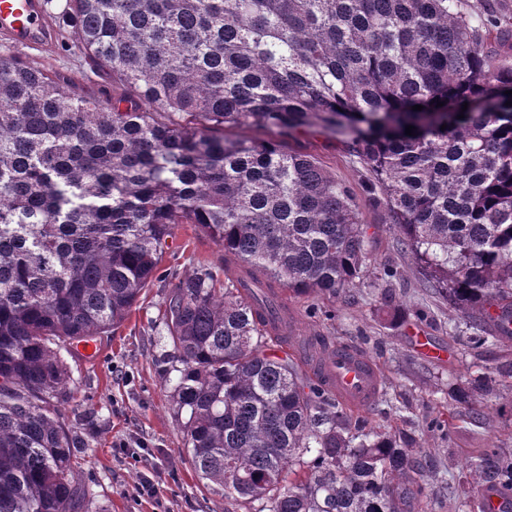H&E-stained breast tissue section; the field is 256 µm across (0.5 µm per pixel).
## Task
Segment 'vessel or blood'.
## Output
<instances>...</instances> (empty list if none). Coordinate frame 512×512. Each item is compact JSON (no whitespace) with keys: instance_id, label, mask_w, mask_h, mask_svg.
I'll use <instances>...</instances> for the list:
<instances>
[{"instance_id":"obj_1","label":"vessel or blood","mask_w":512,"mask_h":512,"mask_svg":"<svg viewBox=\"0 0 512 512\" xmlns=\"http://www.w3.org/2000/svg\"><path fill=\"white\" fill-rule=\"evenodd\" d=\"M0 35L18 46L48 45L56 39L42 0H0ZM315 370L325 387L347 408H367L379 394L378 366L352 347L341 344L318 347Z\"/></svg>"}]
</instances>
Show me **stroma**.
Listing matches in <instances>:
<instances>
[{"label": "stroma", "mask_w": 512, "mask_h": 512, "mask_svg": "<svg viewBox=\"0 0 512 512\" xmlns=\"http://www.w3.org/2000/svg\"><path fill=\"white\" fill-rule=\"evenodd\" d=\"M48 19L58 33L53 45L19 50L0 37V55L17 53L33 66L87 82L91 74L69 27L56 13ZM280 142L286 150L313 157L351 189L367 230L368 259L353 285L333 299L285 293L292 333L323 336L376 361L381 390L362 417L373 426L385 424V401L396 398L431 472L422 512H462L464 502L477 494L466 471L469 456L495 444L512 448V392L502 389L469 406L458 404L453 392L475 379L496 377L499 367L512 361V341H494L492 326L476 327L449 310L399 246L380 192L371 190L370 173L346 144L314 130L282 136ZM197 270L223 279L224 254L196 225H177L153 283L124 322L78 345L67 358L71 394L63 413L68 418L89 414L78 424L87 442L78 480L91 489L90 512H224L223 497L190 461L166 374L165 302L179 279ZM416 330L445 348L447 358L425 357L413 341ZM477 334L488 336L489 344L474 346L471 338ZM436 417L447 420V432L430 429ZM120 441H139L148 449L158 471V499H137L141 468L118 453Z\"/></svg>", "instance_id": "35a3bbf8"}]
</instances>
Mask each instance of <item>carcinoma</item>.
<instances>
[{"instance_id":"1","label":"carcinoma","mask_w":512,"mask_h":512,"mask_svg":"<svg viewBox=\"0 0 512 512\" xmlns=\"http://www.w3.org/2000/svg\"><path fill=\"white\" fill-rule=\"evenodd\" d=\"M62 12L116 94L0 58V512H88L62 351L125 320L178 224L224 250V287L194 272L165 305L171 399L224 512H419L407 433L354 416L303 373L311 357L268 353L297 343L279 289L334 298L366 265L353 193L308 155L224 130L346 143L448 308L511 341L512 65L487 44L512 50V3L65 0ZM492 390L477 381L459 399ZM467 468L481 491L468 512L512 492V450L481 448Z\"/></svg>"}]
</instances>
